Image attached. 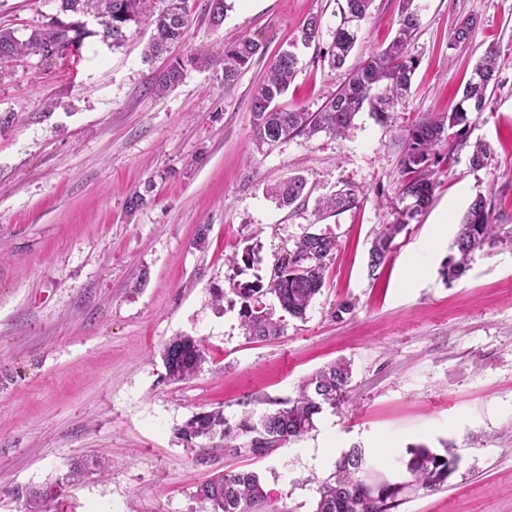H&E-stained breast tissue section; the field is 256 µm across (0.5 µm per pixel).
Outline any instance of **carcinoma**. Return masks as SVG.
<instances>
[{"instance_id": "carcinoma-1", "label": "carcinoma", "mask_w": 512, "mask_h": 512, "mask_svg": "<svg viewBox=\"0 0 512 512\" xmlns=\"http://www.w3.org/2000/svg\"><path fill=\"white\" fill-rule=\"evenodd\" d=\"M158 1L163 7L156 10L154 4ZM372 2L345 0V5L340 8V24L323 54L331 67L345 65L357 42L360 22L367 17ZM185 3L186 0H60L63 17L54 16L45 24L34 27L25 39L18 38L13 29L0 28V61L22 60L29 56H39L43 60L62 59L94 36L118 47L126 40L127 28L144 20L153 26L151 40L144 52L145 59L150 60L183 40L188 21ZM399 10L398 29L389 45L351 68L346 84L317 112L280 107L279 99L288 92L298 63L294 52L281 53L251 95V128L255 143L272 145L294 136L312 138L321 132L341 135L365 107L379 121L388 122L409 91L418 65V57L410 49L413 33L419 25L413 0H400ZM87 16L97 20L99 29L90 31L84 27L83 18ZM476 27L474 18L460 19L451 43L470 41ZM321 29V16L313 15L298 30L295 42L308 47L319 39ZM259 50L258 42L242 36L218 52L199 50L189 62L222 64L224 84L231 85ZM499 69L500 51L490 45L466 80L454 110L436 120L420 119L406 129L400 159L405 175L401 199H411L412 205L398 210L396 221L383 225L373 239L367 263L370 277H375L385 264L395 239L430 204L437 187L434 171L430 169L436 148L447 142L450 130L456 138L454 146H463L464 137L456 127L466 126L467 113L485 110L488 89ZM183 70V62L175 61L156 81L154 93H166L181 80ZM489 156V145L478 142L470 153L469 164L474 169H481L487 165ZM305 188V180L293 176L276 182L266 192L280 206L289 207L304 197ZM357 203V191L346 187L319 200L318 209L340 213ZM496 239V225L492 224L487 200L479 194L463 216L453 243L455 254L449 256L442 267L444 280L462 277L476 251L493 245ZM335 250L334 238L325 234L306 235L297 243L291 258L281 260L268 283H234L231 291L240 303L239 316L244 334L251 339L268 340L283 334L286 318L304 319L311 302L325 285L327 261ZM269 296L276 300L278 308L266 304ZM278 309L281 310L279 315L276 314ZM162 361L166 379L181 382L201 370L206 355L200 340L177 336L164 347ZM351 378L350 362L340 359L303 380L295 399L279 403V407L255 422L248 416L231 427L223 411H202L182 424L177 434L190 450L197 451L196 461L199 463L205 462L211 448L232 447V440L240 433L249 437L247 452L258 458L267 457L314 430L315 420L324 407L339 409L346 402ZM202 439L209 442L208 447L198 444ZM454 459L455 454L449 448L438 452L422 445L411 447L403 460L407 479L394 485L369 480L365 474L364 450L350 448L340 455L334 472L318 481L315 512H393L411 490L440 489L456 471ZM85 469L83 464L75 463L53 483L16 487L10 493L15 498H26L30 512H46L48 501L81 477ZM194 498L200 504V512H257L267 501L259 475L250 470L216 476L200 484Z\"/></svg>"}]
</instances>
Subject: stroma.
I'll return each instance as SVG.
<instances>
[{"label":"stroma","instance_id":"stroma-1","mask_svg":"<svg viewBox=\"0 0 512 512\" xmlns=\"http://www.w3.org/2000/svg\"><path fill=\"white\" fill-rule=\"evenodd\" d=\"M227 4L216 26L208 0H188L184 40L151 61L143 22L118 48L92 37L63 59L4 65L0 113L14 119L0 129V512H27L10 489L52 483L73 462L95 459L107 473L89 471L49 512H198L197 486L241 469L260 475L276 512H314L315 482L341 452L363 448L369 469L400 481L406 450L418 445L454 449L459 467L397 512H512V0H415L420 64L391 122L365 110L344 136H297L263 150L252 141V89L309 16L321 15L322 34L298 48L281 106L317 111L344 84L346 69L321 57L340 3ZM58 5L0 0V27L26 37ZM465 16L478 21L475 36L452 44ZM398 19L399 0H374L354 57L384 49ZM244 35L262 50L232 86L221 68L187 62L197 48ZM492 43L501 67L485 111L469 113L466 127L468 146L490 144L487 166L470 167L468 146L438 148L431 204L369 278L371 241L400 204L405 127L451 112ZM178 58L182 80L150 94ZM294 175L308 196L278 207L265 188ZM346 184L357 206L319 212V199ZM138 190L146 203L129 210ZM479 194L498 242L445 282L442 264ZM308 233L336 239L321 294L283 336L246 339L238 306L211 305L212 291L269 280ZM246 249L248 264H229ZM344 302L353 312L337 315ZM177 336L202 339L207 361L172 383L161 354ZM340 358L352 368L348 401L268 457L245 451L241 435L236 450L201 465L176 434L201 411L221 409L232 425L260 417Z\"/></svg>","mask_w":512,"mask_h":512}]
</instances>
